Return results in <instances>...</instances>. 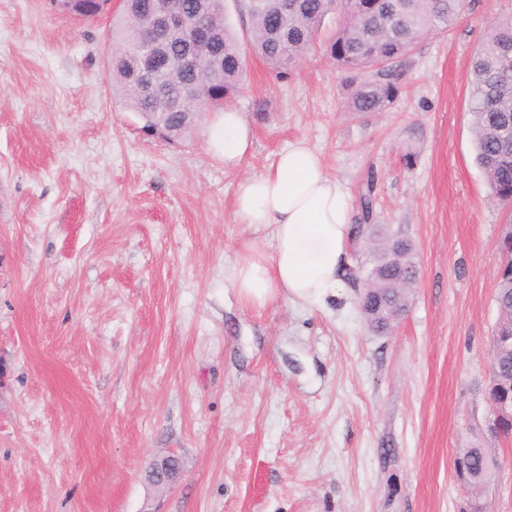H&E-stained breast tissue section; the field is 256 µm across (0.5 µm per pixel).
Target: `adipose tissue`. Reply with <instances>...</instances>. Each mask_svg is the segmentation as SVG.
<instances>
[{
	"label": "adipose tissue",
	"mask_w": 512,
	"mask_h": 512,
	"mask_svg": "<svg viewBox=\"0 0 512 512\" xmlns=\"http://www.w3.org/2000/svg\"><path fill=\"white\" fill-rule=\"evenodd\" d=\"M207 140L211 152L233 166L250 152L253 131L243 113L228 106ZM234 212L239 223L269 230L272 241L267 251L248 241L238 250L232 285L244 303L317 304L344 287L349 198L306 139L291 142L267 170L238 181Z\"/></svg>",
	"instance_id": "1"
}]
</instances>
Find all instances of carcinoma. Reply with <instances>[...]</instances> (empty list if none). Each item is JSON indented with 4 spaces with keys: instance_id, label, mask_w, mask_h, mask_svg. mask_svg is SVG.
Masks as SVG:
<instances>
[{
    "instance_id": "carcinoma-1",
    "label": "carcinoma",
    "mask_w": 512,
    "mask_h": 512,
    "mask_svg": "<svg viewBox=\"0 0 512 512\" xmlns=\"http://www.w3.org/2000/svg\"><path fill=\"white\" fill-rule=\"evenodd\" d=\"M150 0H125L112 23L110 61L112 92L143 124L154 113H164L169 128L182 126L184 112H210L224 108L236 95L244 74L247 53L263 58L278 79L288 77V67L316 42L326 17L335 18L327 38L328 52L344 75L351 112H383L403 92L402 63L420 40L444 34L459 19L462 0H288L284 14L274 0H182L189 15H203L213 30L212 42L203 51L198 70L177 62L190 45L172 40L165 49V68L160 73L159 96L150 99L130 77L127 56L133 51L137 31L143 25ZM248 21V34L235 31L229 10ZM194 100L179 105L185 89ZM472 127L476 161L490 196L512 204V15L496 19L473 55L469 70ZM375 177H367L360 194L361 217L366 224L371 268L364 276L351 273L352 284L365 281L357 293L358 306L371 330L388 334L407 311L411 280L417 274L411 241L401 230L371 223ZM505 260L499 269L495 301L498 319L490 340V376L486 392L489 409L512 405V231L500 243ZM491 448L474 446L455 455V475L471 479L467 509L486 512L482 494L495 481L499 469L488 468Z\"/></svg>"
}]
</instances>
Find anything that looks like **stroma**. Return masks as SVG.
Here are the masks:
<instances>
[{
  "label": "stroma",
  "instance_id": "35a3bbf8",
  "mask_svg": "<svg viewBox=\"0 0 512 512\" xmlns=\"http://www.w3.org/2000/svg\"><path fill=\"white\" fill-rule=\"evenodd\" d=\"M512 0H466L385 111H349L317 41L276 79L248 56L236 167L148 136L113 98L108 15L0 0V512H458L452 461L488 405L507 210L475 162L469 64ZM305 138L351 203L415 245L408 311L373 334L352 286L253 308L232 286L238 180ZM417 155L405 167L406 151ZM183 464L173 486L150 460ZM483 499L512 512V442ZM161 473L160 479H155V475ZM181 474V464L176 454H168L162 458L153 460L147 469V479L153 484L170 485L179 478Z\"/></svg>",
  "mask_w": 512,
  "mask_h": 512
}]
</instances>
